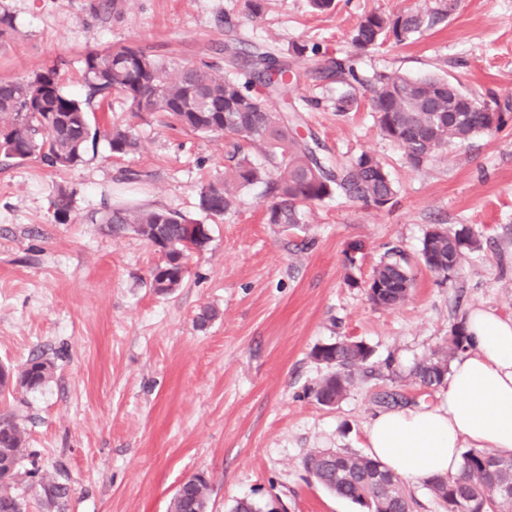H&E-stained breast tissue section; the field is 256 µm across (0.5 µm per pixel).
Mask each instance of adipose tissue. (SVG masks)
<instances>
[{"instance_id":"1","label":"adipose tissue","mask_w":512,"mask_h":512,"mask_svg":"<svg viewBox=\"0 0 512 512\" xmlns=\"http://www.w3.org/2000/svg\"><path fill=\"white\" fill-rule=\"evenodd\" d=\"M464 322L472 347L435 403L386 409L367 424L369 455L408 483L457 477L465 448L512 455V319L473 308Z\"/></svg>"}]
</instances>
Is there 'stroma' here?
Segmentation results:
<instances>
[{
	"label": "stroma",
	"mask_w": 512,
	"mask_h": 512,
	"mask_svg": "<svg viewBox=\"0 0 512 512\" xmlns=\"http://www.w3.org/2000/svg\"><path fill=\"white\" fill-rule=\"evenodd\" d=\"M446 5L441 25L353 54L363 82L443 76L495 97L507 116L499 132L416 169L379 134L369 106L337 115L345 86L321 70L352 54L350 34L366 14ZM3 13L17 31L0 38V79L55 66L79 97L78 61L93 49L134 43L182 64L223 63L228 43L289 56L323 154L376 155L398 189L381 209L331 197L287 229L267 223V186L258 182L213 220L199 193L222 178L227 138L167 128L119 98L94 117L130 125L140 147L121 160L102 144L76 167L0 161V365L18 371L34 356L54 365L39 389L0 393V416L18 422L35 454L23 470L69 485L64 512H170L179 485L199 472L210 480V512L274 497L288 512H359L311 480L304 457L365 452L381 393L435 403V390L410 374L468 309L512 318V0H334L322 13L310 0H265L255 18L245 0H0ZM296 45L303 55H293ZM124 169L138 180L121 182ZM61 188L73 200L63 224L51 207ZM107 202L210 224L212 240L191 255L179 288L150 287L161 255L143 237L116 238L91 223ZM439 226L479 243L447 280L417 261ZM395 245L413 261L414 288L403 305L379 308L367 285ZM206 307L219 315L201 327ZM341 339L371 348L373 373L328 408L312 394L326 373L312 352Z\"/></svg>",
	"instance_id": "1"
}]
</instances>
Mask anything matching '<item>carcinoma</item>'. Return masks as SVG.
<instances>
[{"label": "carcinoma", "mask_w": 512, "mask_h": 512, "mask_svg": "<svg viewBox=\"0 0 512 512\" xmlns=\"http://www.w3.org/2000/svg\"><path fill=\"white\" fill-rule=\"evenodd\" d=\"M448 18V10H406L371 13L359 23L351 37L353 53L338 58L326 68L330 77L348 86L337 100L336 111L359 108L357 86L362 84L354 67V56L386 41L402 44L412 35L431 29ZM224 61L243 71L244 80L228 78L214 63L180 65L160 58L137 45H120L103 51H89L80 61L87 92L79 99L68 92L49 68L28 79L0 80V155L18 162L35 157L47 167H70L97 152L103 142L115 158L139 147V140L121 126H101L91 120L94 105L117 97L129 103L133 112H161L172 125L201 134L231 138L224 165V180L203 186L199 206L213 217L236 208L238 189L263 179L253 166L247 146H260L274 171L269 181L271 201L266 207L269 224L295 226L303 223L305 207L334 195L350 201L384 208L393 204L397 188L386 164L363 153L336 165L318 153L319 143L302 133L303 119L288 103L293 78L286 60L264 53H244L224 46ZM471 94L444 77L414 79L400 74H378L374 78L370 110L381 134L397 143L405 159L419 168L448 148L463 144L480 134L498 131L505 124L497 113L496 124L482 109L459 111ZM56 220L70 218L72 195L61 189L52 201ZM99 223L112 225V234L131 229L161 254L150 271V287L159 294L169 292L165 281L183 279L191 252L211 241L210 225L202 239L188 244L187 225L194 223L177 211L166 209H106ZM477 246L468 234L450 233L435 227L424 237L420 261L432 272L448 278V266L461 268L464 252ZM413 278L405 252L398 247L386 251L374 269L369 299L381 308L403 304L410 296ZM470 347L464 322L451 330L448 345L432 352L412 370L421 388L443 384L448 359ZM313 357L327 368L314 389L318 403L343 398L368 364L371 350L354 349L346 341L323 344ZM51 364L40 356L31 358L15 375L0 367V390L15 382L27 390L44 385ZM8 455L13 468L0 472V512H25L24 500L16 493L21 482L20 462L26 453L20 426L10 417L0 418V456ZM316 483L334 495L364 508V512H417L420 507L407 489L376 459L346 449H322L309 453L303 462ZM37 485H48L52 495L42 499L47 509L62 510L69 487L38 476ZM512 486V456L470 449L462 455L459 475L425 483L443 512H512V500L503 497ZM209 481L196 476L178 488L171 512H200L209 508Z\"/></svg>", "instance_id": "cac0c4a2"}]
</instances>
